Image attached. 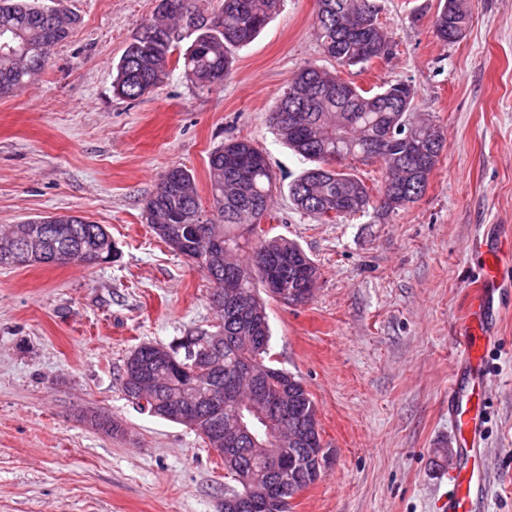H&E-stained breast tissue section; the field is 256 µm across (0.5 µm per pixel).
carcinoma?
<instances>
[{
  "instance_id": "1",
  "label": "carcinoma",
  "mask_w": 512,
  "mask_h": 512,
  "mask_svg": "<svg viewBox=\"0 0 512 512\" xmlns=\"http://www.w3.org/2000/svg\"><path fill=\"white\" fill-rule=\"evenodd\" d=\"M281 0H221L214 10L183 0H159L146 26L127 45L116 66L113 92L137 100L158 88L168 78L174 51L175 25L185 23L190 46L182 55L184 76L198 89L210 91L224 84L236 49L252 42L279 10ZM42 9L37 0H0V29L10 26L9 35L20 46L16 54L0 52V98L37 82L45 71L52 49L64 42L79 24V17L63 7L55 20L54 37L46 44L39 22ZM377 0H318L315 17L317 39L328 58L341 67L363 65L378 57L379 48L393 54V46L382 28ZM460 24H469L466 0H440L434 21L436 36L448 43L460 40ZM288 96H280L269 115L275 135L295 153L314 163L289 185L297 209L320 220L332 214L392 212L416 201L426 191L429 177L444 147L440 128L414 117V89L397 82L377 91L347 83L336 95V74L317 66H306L288 80ZM343 139L339 163L350 158L371 160L381 165L378 198L354 174L343 168L324 170V153L336 152V140ZM156 192L144 206V214L156 210L165 222L152 224V232L172 251L198 267L210 280L223 281L234 273L233 292L253 303L254 320L268 321V293L260 264L267 258L275 264L277 277L288 294L308 302L314 294L318 269L301 246L284 238L268 239L259 233L254 216H266L276 177L266 155L246 139H227L210 153L208 181L211 203L201 207L194 175L182 166L166 171ZM69 223L57 229L53 217L31 218L0 232V267L20 268L48 264L52 254L78 253L80 262L101 265L108 260L110 238L106 227L81 216H68ZM221 228L224 244L234 250H250V262L243 265L224 260V254L209 250L197 236L199 227ZM224 328L244 337L240 343L213 342L197 331L181 337L178 344L145 343L127 358L120 374L122 390L132 394L141 375L164 379L155 393L156 415L180 425L185 422L178 409L180 401L196 411L195 431L210 448L224 447V432L235 423V401L224 402L222 433L212 431L209 394L224 390L237 368L254 365L266 375L270 396L293 401L304 410H316L313 398L299 378L272 365L270 327L255 342L251 321L239 315L233 304L224 305ZM244 466L258 478L266 476L262 450L245 439L234 460L224 463L227 474Z\"/></svg>"
}]
</instances>
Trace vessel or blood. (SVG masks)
I'll return each mask as SVG.
<instances>
[{
  "mask_svg": "<svg viewBox=\"0 0 512 512\" xmlns=\"http://www.w3.org/2000/svg\"><path fill=\"white\" fill-rule=\"evenodd\" d=\"M497 288L494 279H486L471 312L474 326H482L494 314ZM491 341V336L486 334L463 336L458 340L459 360L464 373L452 378L448 385V417L459 434V461L447 474L450 490L445 503L446 512H476L479 490L487 483L481 448L485 414L477 397L485 390L480 362Z\"/></svg>",
  "mask_w": 512,
  "mask_h": 512,
  "instance_id": "1",
  "label": "vessel or blood"
}]
</instances>
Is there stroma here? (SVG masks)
<instances>
[{"label":"stroma","mask_w":512,"mask_h":512,"mask_svg":"<svg viewBox=\"0 0 512 512\" xmlns=\"http://www.w3.org/2000/svg\"><path fill=\"white\" fill-rule=\"evenodd\" d=\"M63 4L79 25L27 93L0 98V227L78 215L105 225L114 256L0 268V512H224L218 454L127 401L119 375L138 345L220 319L205 274L142 212L177 164L209 200L208 157L230 138L262 149L277 177L267 237L295 240L320 272L304 305L267 306L273 364L312 395L329 450L291 512H444L457 336L488 275L512 285V0H469L455 43L435 33L439 0H380L394 54L343 76L409 83L445 146L417 201L330 223L293 205L288 185L310 163L268 122L296 71L336 68L314 35L315 0H284L222 86L200 91L175 64L136 101L115 96L113 75L157 0ZM488 328L481 512H512V300Z\"/></svg>","instance_id":"obj_1"}]
</instances>
